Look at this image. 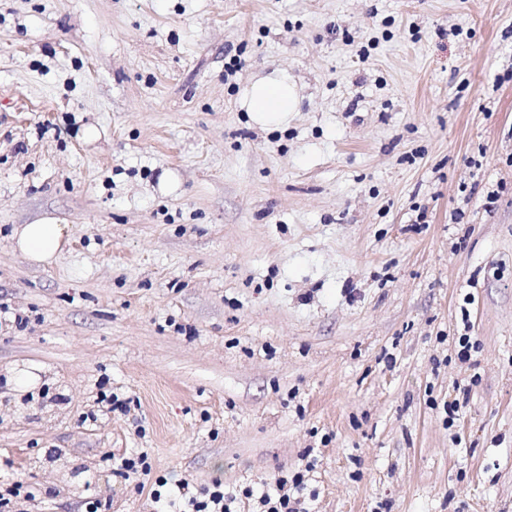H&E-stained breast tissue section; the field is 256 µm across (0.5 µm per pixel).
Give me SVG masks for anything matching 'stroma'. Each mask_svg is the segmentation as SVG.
<instances>
[{"label": "stroma", "instance_id": "1", "mask_svg": "<svg viewBox=\"0 0 512 512\" xmlns=\"http://www.w3.org/2000/svg\"><path fill=\"white\" fill-rule=\"evenodd\" d=\"M276 68L301 107L261 127ZM5 306L29 512H155L137 448L240 494L314 459L311 512H512V0H0ZM238 106L250 113L252 119L265 127L281 125L289 112L299 109L296 84L287 71H273L255 77L241 88ZM67 224H21L15 228L16 248L34 263H50L68 241Z\"/></svg>", "mask_w": 512, "mask_h": 512}]
</instances>
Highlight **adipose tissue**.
<instances>
[{
    "instance_id": "ef3b65f1",
    "label": "adipose tissue",
    "mask_w": 512,
    "mask_h": 512,
    "mask_svg": "<svg viewBox=\"0 0 512 512\" xmlns=\"http://www.w3.org/2000/svg\"><path fill=\"white\" fill-rule=\"evenodd\" d=\"M238 106L261 126L283 124L289 113L299 109L296 84L285 71L257 76L241 88ZM68 235L69 228L64 224H23L15 228L13 238L23 255L42 264L54 259Z\"/></svg>"
}]
</instances>
